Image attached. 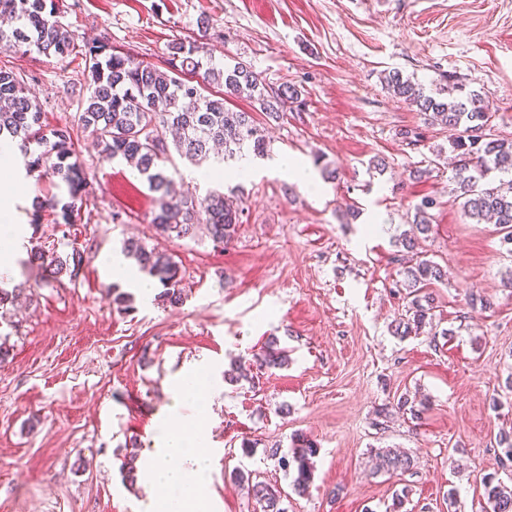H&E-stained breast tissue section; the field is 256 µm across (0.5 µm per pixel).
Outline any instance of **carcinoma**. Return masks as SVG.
<instances>
[{"instance_id": "carcinoma-1", "label": "carcinoma", "mask_w": 512, "mask_h": 512, "mask_svg": "<svg viewBox=\"0 0 512 512\" xmlns=\"http://www.w3.org/2000/svg\"><path fill=\"white\" fill-rule=\"evenodd\" d=\"M60 14L58 0H0V17L17 21L8 30L0 28V50L70 56L75 42ZM81 55L89 96L82 103L76 125L53 128L41 123V105L28 94L27 74L0 60V136L15 140L26 169H44L55 189L34 202L31 226L39 227L48 214L64 242L81 218L87 183L74 160L73 133L78 126L93 135L102 157L124 160L145 179L156 194L151 224L159 236L191 238L203 224L217 244L233 237L241 210L229 204L223 192L211 189L202 198L176 192L165 166L169 161L166 133L174 135L177 152L196 164L210 160L224 164L247 153L262 159L269 155V142L253 114L232 111L226 102L244 94L259 105L258 111L276 117L287 103L298 102L301 91L288 84L266 88L244 62L217 65L195 40L179 38L169 43L164 71L133 54L112 50L104 35L84 44ZM384 83L395 98L416 106L432 124L448 130L451 147L457 151L453 179L463 216L478 224L494 221L501 243L512 253V140L491 137L493 113L488 105L473 91L463 93L461 84L448 86V97H436L395 70L385 73ZM431 205L426 200L415 207L413 224L421 234L431 231L427 213ZM123 251L136 260L139 272L162 286L157 294L161 302L173 307L183 304V273L171 254L135 239L124 241ZM31 256L46 272V278L55 281L64 276L77 278L84 262L79 249L60 252L55 244L50 248L37 245ZM445 277L446 271L439 264L415 259L406 271L409 316L393 320L394 334L403 338L426 324L434 302L428 288ZM276 345L277 338L268 340L265 350L256 356L258 368H277L287 362L284 351L274 349ZM315 454V443L297 434L288 454L271 448L267 457L286 471L295 470L292 487L303 495L311 485V458ZM375 456L379 472L405 473L415 467L413 457L394 448H378ZM253 476L255 473L245 467L230 473V479L247 484L262 512H287L282 507L281 491L253 480ZM482 486L489 512H512V488L491 475L483 477Z\"/></svg>"}]
</instances>
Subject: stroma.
I'll return each instance as SVG.
<instances>
[{"label":"stroma","instance_id":"stroma-1","mask_svg":"<svg viewBox=\"0 0 512 512\" xmlns=\"http://www.w3.org/2000/svg\"><path fill=\"white\" fill-rule=\"evenodd\" d=\"M76 44L107 35L114 50L164 66L176 38H202L216 62L250 63L263 82L288 83L302 105L280 117L256 113L271 155L251 175H225L224 194L243 209L233 239L214 246L159 238L153 192L93 138L74 142L90 185L74 234L84 256L76 282L41 283L29 265L53 224L30 226L28 196L14 202L22 248L0 286L20 289L0 325V512H144L151 489L119 468L144 458L165 428L169 385L194 368L208 397L195 412L212 453L208 512H261L227 473L261 471L288 492V512H484L485 475L512 486L500 432L512 433V255L494 225L463 218L448 166L449 133L394 98L382 75L397 70L433 90L476 91L495 112L494 133L512 138V0H62ZM12 61L29 76L43 125L73 123L88 80L81 58L32 52ZM308 165L313 188L275 161ZM381 158L385 172L370 170ZM434 199L432 230L416 251L448 269L432 288L435 309L419 335L393 336L406 312L409 259L396 240L407 213ZM120 221H113V213ZM380 232H371V225ZM133 237L171 252L184 271L177 307L136 296L113 304L99 263ZM490 302L471 308L469 293ZM288 352L282 369L229 383L230 362L253 365L269 337ZM423 404L399 412L400 397ZM316 440L308 495L267 457L294 434ZM254 442L252 458L241 444ZM412 455L406 474L375 472L374 451Z\"/></svg>","mask_w":512,"mask_h":512}]
</instances>
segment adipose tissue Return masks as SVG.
<instances>
[{
	"mask_svg": "<svg viewBox=\"0 0 512 512\" xmlns=\"http://www.w3.org/2000/svg\"><path fill=\"white\" fill-rule=\"evenodd\" d=\"M14 155L13 142L0 138V182L7 187L6 192H0V275L12 269L19 245L11 199L14 194L29 191L27 180L14 163ZM170 392L172 407L167 430L143 465V479L165 484L172 493L162 499L150 498L145 509L146 512H206L203 481L210 463V450L204 445L197 416L184 412L185 405L197 401L204 392L197 371L177 377L170 385Z\"/></svg>",
	"mask_w": 512,
	"mask_h": 512,
	"instance_id": "1",
	"label": "adipose tissue"
}]
</instances>
